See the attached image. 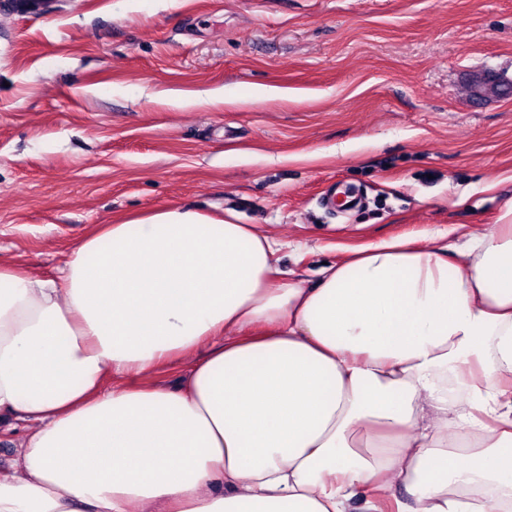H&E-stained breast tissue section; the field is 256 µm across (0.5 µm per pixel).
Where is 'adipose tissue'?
Returning a JSON list of instances; mask_svg holds the SVG:
<instances>
[{"label":"adipose tissue","mask_w":512,"mask_h":512,"mask_svg":"<svg viewBox=\"0 0 512 512\" xmlns=\"http://www.w3.org/2000/svg\"><path fill=\"white\" fill-rule=\"evenodd\" d=\"M276 252L173 207L99 225L58 277L0 266V419L25 429L0 512H512V203L313 287Z\"/></svg>","instance_id":"obj_1"}]
</instances>
